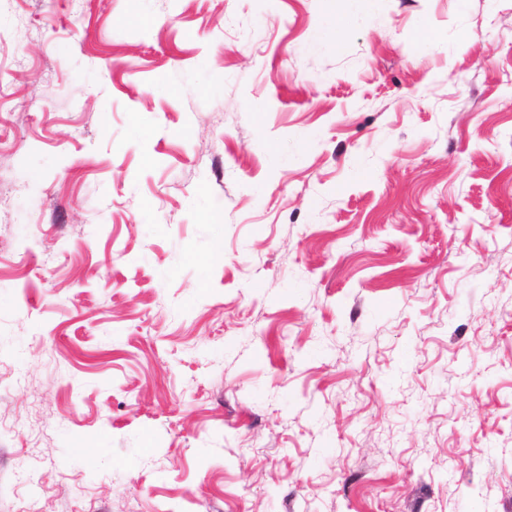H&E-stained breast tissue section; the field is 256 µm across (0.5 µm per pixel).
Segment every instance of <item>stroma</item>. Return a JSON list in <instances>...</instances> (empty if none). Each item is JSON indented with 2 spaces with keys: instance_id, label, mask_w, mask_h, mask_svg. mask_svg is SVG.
Listing matches in <instances>:
<instances>
[{
  "instance_id": "obj_1",
  "label": "stroma",
  "mask_w": 512,
  "mask_h": 512,
  "mask_svg": "<svg viewBox=\"0 0 512 512\" xmlns=\"http://www.w3.org/2000/svg\"><path fill=\"white\" fill-rule=\"evenodd\" d=\"M0 512H512V0H0Z\"/></svg>"
}]
</instances>
